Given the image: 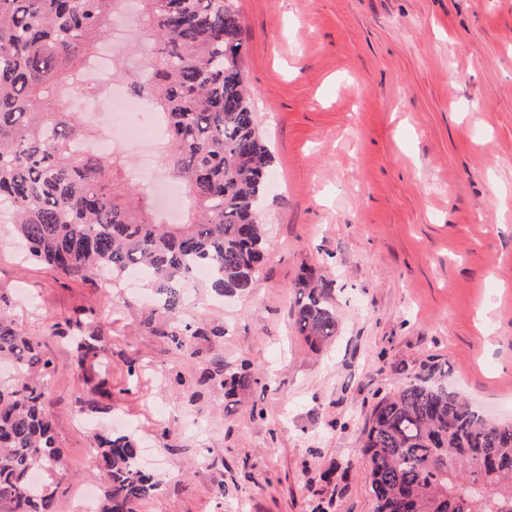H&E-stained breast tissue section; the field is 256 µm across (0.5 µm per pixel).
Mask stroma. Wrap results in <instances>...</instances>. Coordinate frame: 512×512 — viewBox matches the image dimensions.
I'll return each mask as SVG.
<instances>
[{
    "label": "stroma",
    "instance_id": "stroma-1",
    "mask_svg": "<svg viewBox=\"0 0 512 512\" xmlns=\"http://www.w3.org/2000/svg\"><path fill=\"white\" fill-rule=\"evenodd\" d=\"M257 127L272 152L268 258L252 291L193 290L178 351L140 283L72 280L25 260L0 224V296L58 366L49 381L73 490L102 489L94 433L150 451L138 512H373L363 429L426 362L488 417L512 420V0H236ZM336 280L341 332L292 327L303 269ZM104 317L112 394L48 324ZM223 325V337L211 335ZM248 361L260 384L216 383ZM135 369L136 387L126 384Z\"/></svg>",
    "mask_w": 512,
    "mask_h": 512
}]
</instances>
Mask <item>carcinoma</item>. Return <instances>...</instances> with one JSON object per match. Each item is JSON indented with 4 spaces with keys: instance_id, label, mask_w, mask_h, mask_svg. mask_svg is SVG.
I'll return each instance as SVG.
<instances>
[{
    "instance_id": "cac0c4a2",
    "label": "carcinoma",
    "mask_w": 512,
    "mask_h": 512,
    "mask_svg": "<svg viewBox=\"0 0 512 512\" xmlns=\"http://www.w3.org/2000/svg\"><path fill=\"white\" fill-rule=\"evenodd\" d=\"M123 0H0V205L28 256L81 281L144 274L153 298L147 324L163 320L176 349L197 335L179 317L186 288L247 293L268 252L260 222L272 155L262 142L244 66L235 0H136L154 37L148 74L118 77L166 122L161 162L190 207L180 224H159L126 163L89 151L79 115L46 103L88 72ZM295 332L312 346L336 338L335 280L305 273L293 284ZM0 306V512H56L43 470L69 479L46 408L53 359ZM77 372L108 363L98 329L75 343ZM438 366L383 396L364 428L362 453L374 512H512V423L486 420L457 394L432 384ZM258 383L241 362L220 383L224 396ZM106 482L95 512H138L160 481L142 469L129 434L96 433Z\"/></svg>"
}]
</instances>
